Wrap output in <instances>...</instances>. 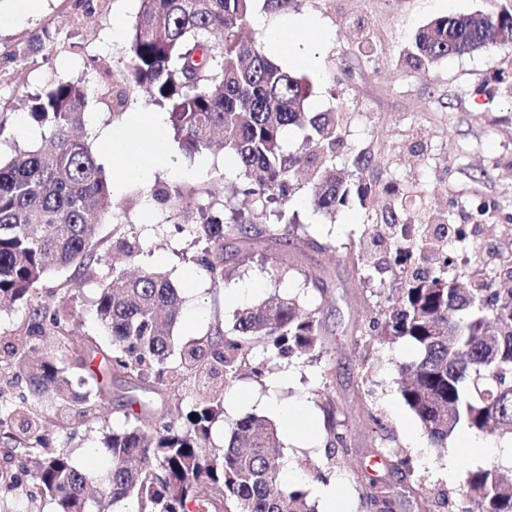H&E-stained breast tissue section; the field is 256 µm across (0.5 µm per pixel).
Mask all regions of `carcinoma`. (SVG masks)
<instances>
[{
  "mask_svg": "<svg viewBox=\"0 0 512 512\" xmlns=\"http://www.w3.org/2000/svg\"><path fill=\"white\" fill-rule=\"evenodd\" d=\"M253 11L254 0H141L119 88L108 84L97 99L120 116L132 93L145 91L167 114L173 146L188 154L221 137L244 174L230 194L252 198L276 218L266 231H288L296 218L285 219L275 205L288 200L303 161L284 149L285 129L308 130L303 147L314 210L332 214L354 195L362 202L368 187L336 175L342 113L310 115L309 81L244 39ZM491 45L512 49L511 12L437 17L416 33L404 61L432 65ZM89 101L84 82L57 81L24 103L46 145L18 149L0 162V302L27 301L53 269L96 274L95 238L108 220L112 195L82 137ZM385 193L397 203L390 212L388 270L399 288L386 297L387 310L371 321V330L408 339L418 349L414 361L399 366L404 404L438 448L448 447L463 428L512 435V288L493 287L478 264L465 270L466 287H454L456 256L461 248H476V233L463 236L458 227L441 225L459 243L448 249L432 241L427 224L410 233L398 223L403 195L393 185ZM150 198L177 208L185 228L207 241L193 259L200 270L214 281L232 275L224 268V238L247 234L246 225L211 211L196 215L192 193L180 184L155 185ZM146 240L133 227L123 231L106 259L109 277L93 313L109 349L78 344L61 300L29 312L24 335L4 361L27 377L29 395L18 402L0 398V488L30 477L23 512L46 505L49 512H102L105 503L128 497L137 498L141 512H212L219 504L224 512H317L304 486L279 487L280 440L270 420L247 416L231 425L224 447L210 444L211 426L224 415V384L247 367L254 342L277 358L318 359L321 325L314 313L294 298L277 297L237 311L224 332L177 348L179 289L160 271L129 272ZM48 332L56 349L39 354ZM149 372L153 390L204 378L159 416L148 402L130 400L125 426L105 436L110 466L103 479L78 467L69 450L50 446L42 433L45 415L102 413L103 380L141 381ZM365 499L372 512H391L389 495L376 484ZM463 501V511L446 498L442 504L452 512H512V474L498 468L470 472Z\"/></svg>",
  "mask_w": 512,
  "mask_h": 512,
  "instance_id": "obj_1",
  "label": "carcinoma"
}]
</instances>
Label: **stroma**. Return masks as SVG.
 I'll list each match as a JSON object with an SVG mask.
<instances>
[{"mask_svg":"<svg viewBox=\"0 0 512 512\" xmlns=\"http://www.w3.org/2000/svg\"><path fill=\"white\" fill-rule=\"evenodd\" d=\"M80 0H42L40 10L19 15L18 0H0V158L9 159L15 145L37 148L39 128L29 125L20 108L27 96L59 80L83 79L98 87L107 76H118L128 63L132 25L140 0H93L96 18H83ZM512 12V0H290L286 14L265 11L262 0L255 14L267 26L282 17L311 18L316 28L305 32L312 60L293 66L296 75L311 83L309 112H341L346 116L336 167L346 175H360L369 187L365 202L350 201L329 216L305 206L309 186L297 185L288 202L300 225L285 236L266 232L265 217L244 196L228 197L224 186L240 170L224 149L180 154L184 170L177 176L158 170L153 184H181L192 190L197 204L226 205L253 225L245 236L224 240V261L234 268L232 278L212 281L193 269L199 249L188 232H177L179 211L144 204L135 198L140 184L126 182L114 191V210L123 223L136 229L163 225L164 234L151 238L135 260L138 269L165 271L180 288L183 307L173 330L184 344L213 335L227 327L239 309L229 302V291L255 285L246 301L257 304L273 294L296 296L315 313L322 325L319 360L272 358L255 345L251 365L265 368L263 377L246 373L224 388V416L214 423L211 440L223 445L228 429L248 416H269V398L279 404L306 403L311 429L303 436L279 426L281 463L299 474L309 496L323 504V493L334 490L351 512H367L364 494L370 485L383 487L394 501V512H443L427 503L440 493L456 498L466 488L471 471L480 468L512 469V461L465 455L459 440L434 447L419 422L405 406L397 383L401 363L417 356L406 339L371 340L369 323L380 311L381 298L393 286L390 275L379 274L378 263L389 260L385 245L369 247L372 264L358 270L343 246L362 238L366 222H379L391 199L388 183L409 196L408 214L415 223L480 224L484 234L479 250L484 268L497 276L498 254L512 256V100L502 94L503 82L512 83V53L489 47L471 55L445 59L428 68H401L400 54L415 33L432 19L449 14L480 12L498 16ZM120 40H113V28ZM364 53H357L356 42ZM38 53L22 60L11 54L32 44ZM372 160L356 172L357 153ZM330 250H323V243ZM194 271L186 281V271ZM98 265L93 277L73 269L53 271L30 304L0 309V356L14 343L27 322L28 308L40 305L48 292L63 298L71 312L73 336L87 348H108L109 339L92 314V303L106 277ZM109 409L83 419L52 417L47 437L52 447L71 451L82 468L102 471L107 462L103 438L124 424L125 405L131 398L149 400L162 412L171 393H154L145 385L124 378L109 384ZM348 435L347 452L328 458V420ZM387 457H379V449ZM408 459L409 468L396 466ZM322 466L323 479H313L309 465Z\"/></svg>","mask_w":512,"mask_h":512,"instance_id":"1","label":"stroma"}]
</instances>
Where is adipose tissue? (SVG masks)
<instances>
[{
    "label": "adipose tissue",
    "mask_w": 512,
    "mask_h": 512,
    "mask_svg": "<svg viewBox=\"0 0 512 512\" xmlns=\"http://www.w3.org/2000/svg\"><path fill=\"white\" fill-rule=\"evenodd\" d=\"M99 138L108 154L118 162L117 180H145L162 165L174 173L179 170L162 113H129L123 129L100 130Z\"/></svg>",
    "instance_id": "adipose-tissue-1"
}]
</instances>
